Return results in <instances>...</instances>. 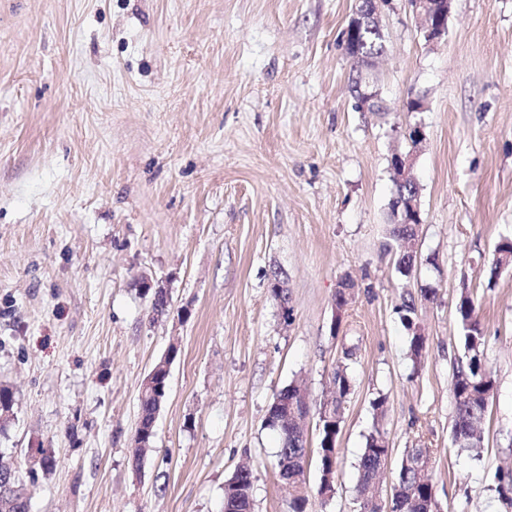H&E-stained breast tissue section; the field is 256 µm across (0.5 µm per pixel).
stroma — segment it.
<instances>
[{
  "mask_svg": "<svg viewBox=\"0 0 512 512\" xmlns=\"http://www.w3.org/2000/svg\"><path fill=\"white\" fill-rule=\"evenodd\" d=\"M359 0H0V383L15 395L0 456L21 467L30 512H224V484L253 467L254 512H289L274 469L275 395L303 381L350 393L335 493L307 512H360L358 462L373 401L391 448L433 451L441 512H504L512 472V0H453L427 46L408 0L381 20L372 75L383 108H354L344 50ZM426 103L422 112L409 99ZM425 140L411 149L407 127ZM414 151L422 222L412 276L388 234L396 152ZM288 288L289 320L270 291ZM357 284L340 328L334 295ZM163 282L152 320L141 278ZM477 305L495 379L480 457L452 441L456 306ZM426 338L413 364L399 307ZM153 447L133 469L141 384L170 345Z\"/></svg>",
  "mask_w": 512,
  "mask_h": 512,
  "instance_id": "obj_1",
  "label": "stroma"
}]
</instances>
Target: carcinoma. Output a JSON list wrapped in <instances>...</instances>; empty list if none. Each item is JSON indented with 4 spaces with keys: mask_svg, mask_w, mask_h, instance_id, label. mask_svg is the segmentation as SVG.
I'll return each instance as SVG.
<instances>
[{
    "mask_svg": "<svg viewBox=\"0 0 512 512\" xmlns=\"http://www.w3.org/2000/svg\"><path fill=\"white\" fill-rule=\"evenodd\" d=\"M357 42L362 56L376 58L383 53L384 39L377 30L368 26L359 31ZM390 236L395 244L394 263L402 276L410 275L413 256L408 250V228L405 224H393ZM495 252L500 257L493 259L491 273L512 266V258L502 261V255H512V238L501 240ZM143 295L152 298V319L163 317L168 312L169 298L157 295L149 288H140ZM403 320L412 335L409 336V351L418 361L426 348V338L415 322L413 300H403ZM457 319L461 325L464 344L469 357L453 365L452 389L456 400L453 439L455 445L476 456L484 448L482 425L487 417L486 397L492 396L494 380L482 364L480 352L485 339L477 319L475 299L468 293L460 296L457 303ZM333 382L338 397L331 402L319 404L304 401L302 384L294 381L278 394L279 405L269 407L268 426L278 430L280 446L277 453V473L280 479L294 478V483L304 484V465L307 464L309 450L306 446L305 429L288 416L289 405H297L299 417L310 413L317 415L320 430V471L321 478L317 492L321 496H332L333 484L328 477L334 475L338 463L337 438L343 423L342 403L350 391V379L347 372L335 373ZM164 378L154 374L144 379L139 393V422L135 433L140 435L137 446L132 449V463H140L145 453L152 448L155 438V412L160 398ZM386 398L380 397L373 402L375 422L373 430L366 438L365 448L358 463L357 492L364 496L369 492L370 474L381 465L390 453L389 444L382 428L385 415ZM15 396L12 388L0 383V421L8 422L14 414ZM414 449L407 448L401 461L395 483L398 485V508L401 512H433V483L430 473H421L412 466ZM10 485L0 484V512H29V498L24 473L18 471L9 476ZM252 473L240 468L224 485V512H253ZM496 491L502 503L512 508V474L499 477Z\"/></svg>",
    "mask_w": 512,
    "mask_h": 512,
    "instance_id": "carcinoma-1",
    "label": "carcinoma"
}]
</instances>
